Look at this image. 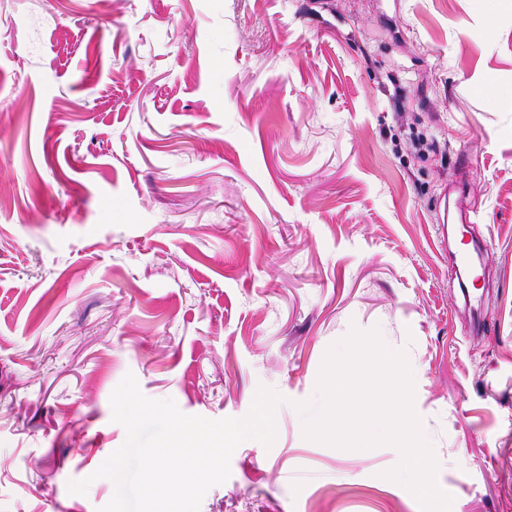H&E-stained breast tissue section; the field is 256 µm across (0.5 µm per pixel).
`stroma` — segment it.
Returning <instances> with one entry per match:
<instances>
[{
    "label": "stroma",
    "instance_id": "1",
    "mask_svg": "<svg viewBox=\"0 0 512 512\" xmlns=\"http://www.w3.org/2000/svg\"><path fill=\"white\" fill-rule=\"evenodd\" d=\"M354 329L405 353L451 512H512V0H0V512L111 500L129 373L213 420L283 396L200 512H420L394 445L304 435Z\"/></svg>",
    "mask_w": 512,
    "mask_h": 512
}]
</instances>
